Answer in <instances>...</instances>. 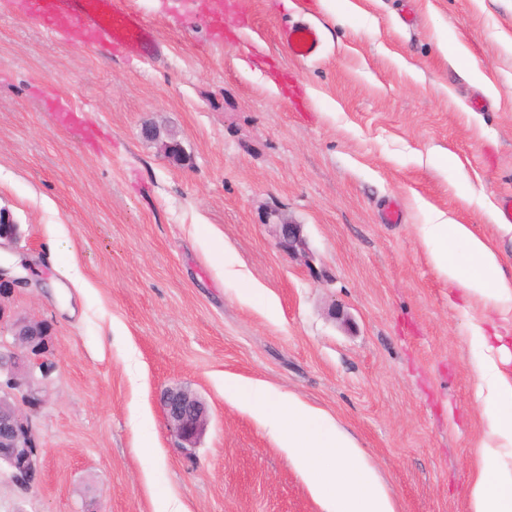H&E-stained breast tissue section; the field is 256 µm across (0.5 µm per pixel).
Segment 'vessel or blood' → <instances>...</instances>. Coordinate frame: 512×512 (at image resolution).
I'll use <instances>...</instances> for the list:
<instances>
[{"instance_id": "obj_1", "label": "vessel or blood", "mask_w": 512, "mask_h": 512, "mask_svg": "<svg viewBox=\"0 0 512 512\" xmlns=\"http://www.w3.org/2000/svg\"><path fill=\"white\" fill-rule=\"evenodd\" d=\"M33 16L46 30L61 38L74 30L92 34L110 53H118L129 42L154 39L155 30L129 6L127 0H29ZM282 39L297 56L313 55L319 40L306 26L286 30Z\"/></svg>"}]
</instances>
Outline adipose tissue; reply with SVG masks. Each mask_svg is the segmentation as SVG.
<instances>
[{"label": "adipose tissue", "mask_w": 512, "mask_h": 512, "mask_svg": "<svg viewBox=\"0 0 512 512\" xmlns=\"http://www.w3.org/2000/svg\"><path fill=\"white\" fill-rule=\"evenodd\" d=\"M419 233L434 267L483 312L467 338L484 426L471 459L467 512H512V268L490 238L444 214ZM224 392L271 426L326 512H395L357 444L321 411L238 381L225 382Z\"/></svg>", "instance_id": "1"}]
</instances>
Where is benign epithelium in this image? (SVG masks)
I'll return each instance as SVG.
<instances>
[{
	"mask_svg": "<svg viewBox=\"0 0 512 512\" xmlns=\"http://www.w3.org/2000/svg\"><path fill=\"white\" fill-rule=\"evenodd\" d=\"M18 234V225L0 213V242H13ZM275 239L277 248L288 255L307 253L300 224H275ZM18 280L14 267L0 265V326L7 319L2 298L7 286ZM8 331L7 336L0 333V470L9 472L17 482L30 484L41 466V450L31 427V416L43 403L38 379H47L54 369L49 357L50 332L40 322L25 320L9 324ZM161 400L179 446L186 450L196 447L208 422L203 402L177 387L165 389Z\"/></svg>",
	"mask_w": 512,
	"mask_h": 512,
	"instance_id": "obj_1",
	"label": "benign epithelium"
}]
</instances>
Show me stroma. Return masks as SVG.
Here are the masks:
<instances>
[{"mask_svg":"<svg viewBox=\"0 0 512 512\" xmlns=\"http://www.w3.org/2000/svg\"><path fill=\"white\" fill-rule=\"evenodd\" d=\"M201 2L133 0L157 40L115 57L0 0V210L20 227L0 263L29 267L5 303L48 323L56 364L41 473L0 475V512H323L228 378L324 411L395 512H466L468 318L416 227L445 213L512 263L488 216L512 194V0H225L220 40ZM298 22L312 57L280 38ZM281 217L309 258L279 251ZM168 387L207 408L197 448L167 426Z\"/></svg>","mask_w":512,"mask_h":512,"instance_id":"35a3bbf8","label":"stroma"}]
</instances>
